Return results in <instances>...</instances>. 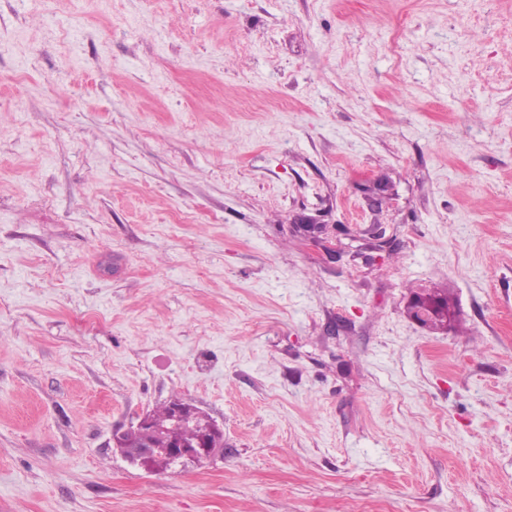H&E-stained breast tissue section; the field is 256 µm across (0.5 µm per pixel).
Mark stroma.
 Here are the masks:
<instances>
[{
  "mask_svg": "<svg viewBox=\"0 0 512 512\" xmlns=\"http://www.w3.org/2000/svg\"><path fill=\"white\" fill-rule=\"evenodd\" d=\"M0 512H512V0H0ZM428 311L429 319L422 325L432 330L448 328L454 318V302L448 292L438 289L414 293L408 305V314L415 319L417 309ZM177 402H183L181 399L176 398L170 400L167 404L156 410L143 413L136 417L135 427L141 426L145 431L150 432L151 420L155 427L152 436L153 444L156 448H151L148 441H144L135 446H119L116 437H113V443L117 448H122L121 452L129 460L133 462H140L146 465L157 466L156 463L165 460H180L182 463L187 461H197L198 459L210 458L224 455V431L216 421H210V428L202 431L195 444L188 445L186 443H193L198 437L199 431L205 424L204 420H198L195 426V418L199 416H207L189 403L177 405L173 408V414L170 422L172 406ZM198 413V414H197ZM150 417V418H149ZM151 419V420H150ZM131 425L122 434V442L128 444H136L142 441L146 436L141 428H135ZM169 426V427H168ZM188 426L181 432V439L179 437L180 431ZM164 427H168L166 431ZM170 434H169V433ZM173 439V444L170 448V439Z\"/></svg>",
  "mask_w": 512,
  "mask_h": 512,
  "instance_id": "35a3bbf8",
  "label": "stroma"
}]
</instances>
